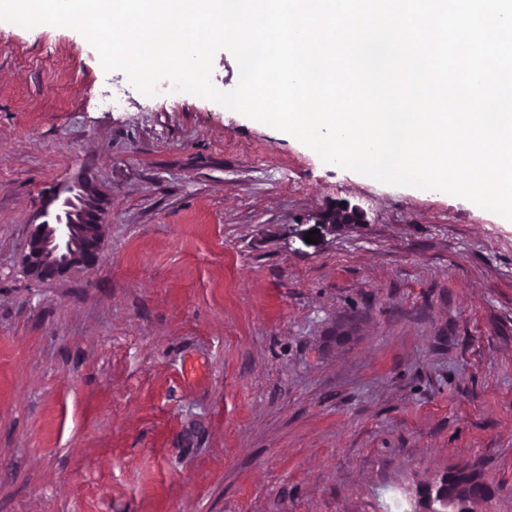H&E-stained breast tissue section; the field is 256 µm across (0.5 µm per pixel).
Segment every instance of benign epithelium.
Returning <instances> with one entry per match:
<instances>
[{
  "mask_svg": "<svg viewBox=\"0 0 512 512\" xmlns=\"http://www.w3.org/2000/svg\"><path fill=\"white\" fill-rule=\"evenodd\" d=\"M38 224L32 225L22 263L31 279L54 280L74 269L94 268L102 250L100 226L106 209L101 193L87 180L78 181L51 199Z\"/></svg>",
  "mask_w": 512,
  "mask_h": 512,
  "instance_id": "1",
  "label": "benign epithelium"
}]
</instances>
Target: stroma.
Masks as SVG:
<instances>
[{"mask_svg": "<svg viewBox=\"0 0 512 512\" xmlns=\"http://www.w3.org/2000/svg\"><path fill=\"white\" fill-rule=\"evenodd\" d=\"M81 178L100 260L32 280ZM465 465L512 512V222L0 21V512H423Z\"/></svg>", "mask_w": 512, "mask_h": 512, "instance_id": "obj_1", "label": "stroma"}]
</instances>
